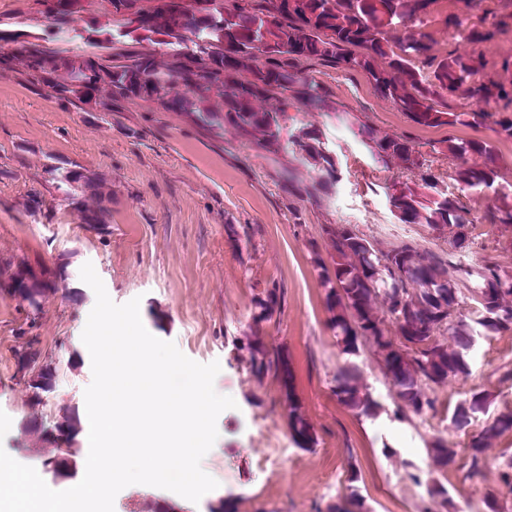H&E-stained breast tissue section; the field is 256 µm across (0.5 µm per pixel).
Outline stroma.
<instances>
[{
	"mask_svg": "<svg viewBox=\"0 0 512 512\" xmlns=\"http://www.w3.org/2000/svg\"><path fill=\"white\" fill-rule=\"evenodd\" d=\"M309 77L342 104L339 112L290 102L281 135L283 149L269 152L216 131L186 112H162L136 100L105 115L82 112L44 97L12 70L0 71V256L27 258L48 267L65 265L67 288L49 295L35 328L44 358L57 367L55 389L34 403L15 360L16 334L26 322L9 297L0 295V410L11 427L0 447L36 469L54 490L79 483L87 450H80L72 477L61 479L44 462L51 447L40 428L53 425L65 406L85 411L91 360L81 340L95 304L80 278L92 263L110 298L139 299L146 330L171 341L201 364L219 362L214 387L235 408L217 419L219 436L201 467L218 486L199 503L168 490L135 484L121 490L114 512H149L153 502L172 512H322L356 486L371 512H418L438 481L447 491V512H488L490 496L505 493L499 464L512 457V432L488 450L481 480L467 476L468 431L451 427L455 405L475 391L487 393L490 415L512 409V330L476 337L472 373L437 388V411L399 418L388 385L368 360L358 358L365 383L380 404L376 417L358 416L332 391L336 371L347 362L328 326L325 290L309 248L325 224H348L382 248L409 241L437 253L446 236L423 224H405L392 213L391 186L405 180L397 165L371 154L360 125L380 133H403L421 150L451 137L493 143L501 174L512 181V140L488 128L423 127L383 100L357 71L308 62ZM319 132L336 162L337 178L316 190L320 173L290 144L302 129ZM53 166H80L103 174L112 185V224L91 234L80 224ZM38 193L40 213L26 209ZM249 228L232 235L228 225ZM490 257L512 265V227L478 225L462 265ZM278 286L282 311L264 329L288 357L294 385L317 438L312 448L291 439L280 404V386L256 381L232 342L249 332L253 300ZM443 438L457 451L445 471L433 470L426 446Z\"/></svg>",
	"mask_w": 512,
	"mask_h": 512,
	"instance_id": "35a3bbf8",
	"label": "stroma"
}]
</instances>
